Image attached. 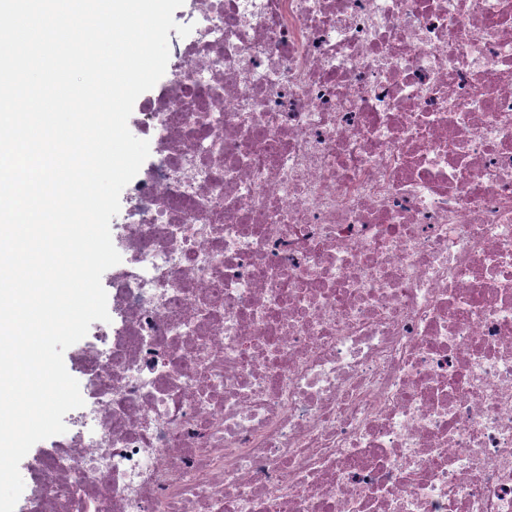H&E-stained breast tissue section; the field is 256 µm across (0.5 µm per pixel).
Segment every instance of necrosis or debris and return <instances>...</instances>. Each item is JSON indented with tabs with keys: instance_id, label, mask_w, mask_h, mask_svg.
Returning a JSON list of instances; mask_svg holds the SVG:
<instances>
[{
	"instance_id": "necrosis-or-debris-1",
	"label": "necrosis or debris",
	"mask_w": 512,
	"mask_h": 512,
	"mask_svg": "<svg viewBox=\"0 0 512 512\" xmlns=\"http://www.w3.org/2000/svg\"><path fill=\"white\" fill-rule=\"evenodd\" d=\"M187 15L21 512H512V0Z\"/></svg>"
}]
</instances>
